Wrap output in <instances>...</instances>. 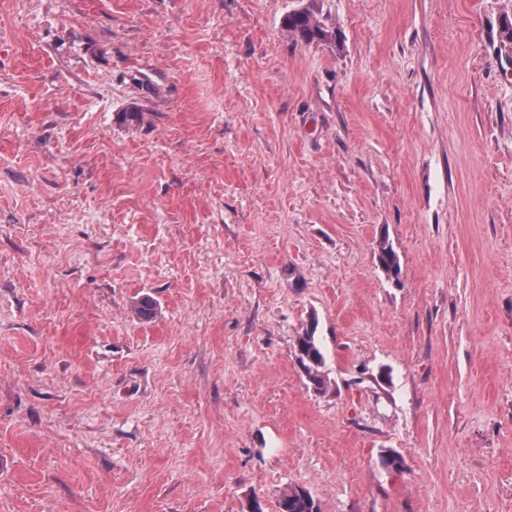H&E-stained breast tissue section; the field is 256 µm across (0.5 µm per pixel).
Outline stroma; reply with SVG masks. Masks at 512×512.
I'll use <instances>...</instances> for the list:
<instances>
[{"instance_id": "obj_1", "label": "stroma", "mask_w": 512, "mask_h": 512, "mask_svg": "<svg viewBox=\"0 0 512 512\" xmlns=\"http://www.w3.org/2000/svg\"><path fill=\"white\" fill-rule=\"evenodd\" d=\"M507 20L0 0V512H512ZM283 26L296 41L304 43L333 42L336 34L322 25L307 8L296 9L284 18ZM298 358L303 366L307 381L314 390L323 392L329 379L325 371V359L319 342L312 333L306 331L298 337ZM278 512H320L311 495L300 487L284 489L278 500Z\"/></svg>"}]
</instances>
